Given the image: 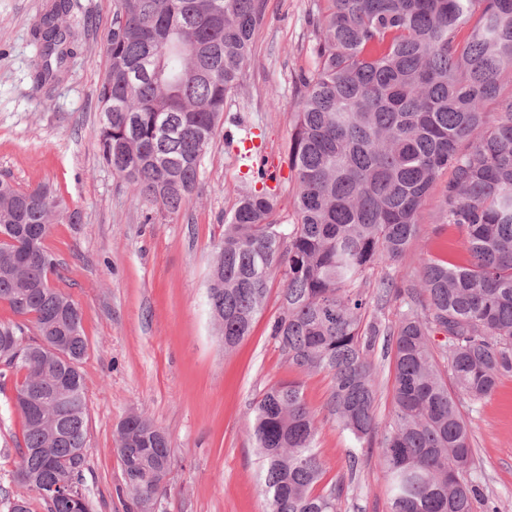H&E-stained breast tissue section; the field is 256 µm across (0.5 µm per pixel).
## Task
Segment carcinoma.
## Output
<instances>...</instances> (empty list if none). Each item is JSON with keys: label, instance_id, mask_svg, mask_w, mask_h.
<instances>
[{"label": "carcinoma", "instance_id": "obj_1", "mask_svg": "<svg viewBox=\"0 0 512 512\" xmlns=\"http://www.w3.org/2000/svg\"><path fill=\"white\" fill-rule=\"evenodd\" d=\"M53 0L35 26L36 87L58 80L71 55ZM262 0H115L107 68L99 87V155L134 191L169 212L197 192L224 103L242 86ZM313 68L295 82L287 160L297 179V221L272 219L265 172L224 215L207 299L234 348L283 282L270 325L288 363L326 372L331 416L357 440L380 434L387 512H473V448L462 402L490 396L512 374V0H321L312 19ZM448 173L438 223L465 236L456 259L423 257L405 286L387 276L375 298L400 300L392 324H363L366 272L399 262L420 231L425 199ZM78 214L49 186L0 179V378L21 374L16 395L55 401L58 437L16 408L20 466L80 490L86 463V399L79 362L87 350L77 304L51 282L58 263L49 226ZM444 336L438 346L432 333ZM394 363L393 416L374 413L377 345ZM125 485L143 506L165 487L168 441L149 419L126 420ZM252 435L264 464L267 512H338L342 484L316 491V416L300 383H277L255 404ZM8 512H28L23 491Z\"/></svg>", "mask_w": 512, "mask_h": 512}]
</instances>
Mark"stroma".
<instances>
[{
  "label": "stroma",
  "instance_id": "35a3bbf8",
  "mask_svg": "<svg viewBox=\"0 0 512 512\" xmlns=\"http://www.w3.org/2000/svg\"><path fill=\"white\" fill-rule=\"evenodd\" d=\"M52 0H0V178L20 187L51 185L80 220L51 225L47 249L60 263L57 286L81 309L87 351L80 362L87 403V462L82 491L90 512H143L124 482L117 428L143 414L169 439L164 492L145 512H265L252 437L254 406L281 382L297 381L316 413L319 484L342 482L339 512H386L378 442L357 444L329 415L331 378L289 365L269 327L283 284L273 279L251 332L225 350L206 305L224 216L243 179L224 133H261L260 149L277 173L274 217L297 220L296 180L285 157L295 122L294 79L312 68L311 18L317 0H264L244 83L224 106V132L206 153L199 194L177 212L139 197L98 152V87L114 0H71L65 18L74 54L60 78L33 94L40 46L33 37ZM442 185L431 190L420 233L397 264H375L369 281L403 280L420 255L459 252L463 236L439 226ZM13 382L0 387V488H16L13 444L21 419ZM474 448L472 476L483 489L474 512H512V376L480 403L464 404Z\"/></svg>",
  "mask_w": 512,
  "mask_h": 512
}]
</instances>
